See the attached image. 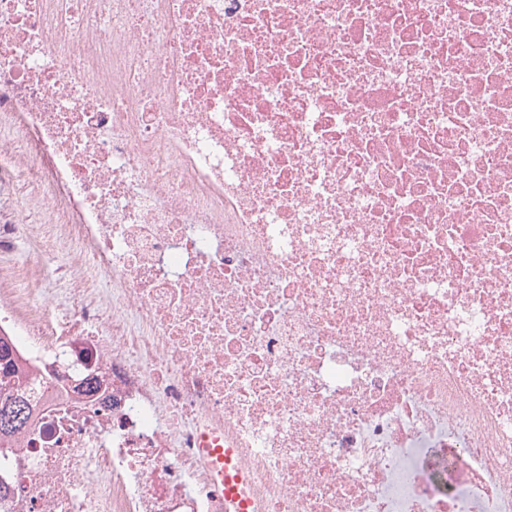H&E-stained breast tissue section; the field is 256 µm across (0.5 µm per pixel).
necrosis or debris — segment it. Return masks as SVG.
<instances>
[{
  "label": "necrosis or debris",
  "mask_w": 512,
  "mask_h": 512,
  "mask_svg": "<svg viewBox=\"0 0 512 512\" xmlns=\"http://www.w3.org/2000/svg\"><path fill=\"white\" fill-rule=\"evenodd\" d=\"M31 240L0 512H512V0H0ZM203 445L208 448H202L207 459L215 458V465L224 462V511L225 512H259L258 504L249 496L247 492L248 477L247 474L235 465L234 459L237 455L236 448H210L211 443L219 442L218 437H211L205 433L202 437ZM232 469L235 473L232 475L229 471Z\"/></svg>",
  "instance_id": "4bbe7bcc"
}]
</instances>
